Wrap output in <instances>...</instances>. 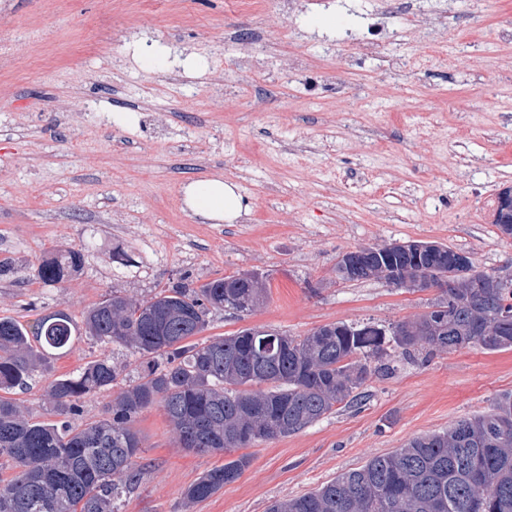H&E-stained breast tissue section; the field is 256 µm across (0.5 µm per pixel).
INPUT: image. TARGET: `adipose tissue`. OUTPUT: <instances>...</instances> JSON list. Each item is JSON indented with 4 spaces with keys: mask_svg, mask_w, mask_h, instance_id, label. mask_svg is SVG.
<instances>
[{
    "mask_svg": "<svg viewBox=\"0 0 512 512\" xmlns=\"http://www.w3.org/2000/svg\"><path fill=\"white\" fill-rule=\"evenodd\" d=\"M185 204L195 214L216 223H234L244 211L235 184L220 178H200L184 189Z\"/></svg>",
    "mask_w": 512,
    "mask_h": 512,
    "instance_id": "1",
    "label": "adipose tissue"
}]
</instances>
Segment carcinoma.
Here are the masks:
<instances>
[{
	"mask_svg": "<svg viewBox=\"0 0 512 512\" xmlns=\"http://www.w3.org/2000/svg\"><path fill=\"white\" fill-rule=\"evenodd\" d=\"M357 264L348 281L382 278L404 286L410 271L452 276L430 309L386 330L344 323L305 336L279 335L263 354L267 332L244 329L194 342L212 309L249 313L266 293L263 278L240 273L198 288L177 284L147 300L114 293L84 316L83 328L61 312L22 324L0 318V390L26 384L44 361L73 349L82 331L103 343L135 350L144 361L133 384L113 396L109 417L76 424L81 402L112 389L120 367L107 355L76 374L50 382L55 421L35 420L15 400L0 397V458L19 472L0 479V512H114L146 474L134 422L160 404L187 451L228 455L263 440L296 433L337 405L361 403L367 365L390 342L404 356L419 346L450 353L471 344L488 351L512 348V288L492 287L467 257L448 246L394 243L344 253ZM83 263L68 249L38 266L45 283L61 284ZM251 463L241 455L204 471L185 491L190 503L206 500L238 479ZM268 512H512V393L491 411L462 418L447 430L425 434L299 497L276 500Z\"/></svg>",
	"mask_w": 512,
	"mask_h": 512,
	"instance_id": "1",
	"label": "carcinoma"
}]
</instances>
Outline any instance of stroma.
<instances>
[{
  "label": "stroma",
  "mask_w": 512,
  "mask_h": 512,
  "mask_svg": "<svg viewBox=\"0 0 512 512\" xmlns=\"http://www.w3.org/2000/svg\"><path fill=\"white\" fill-rule=\"evenodd\" d=\"M202 177L237 185L236 223L185 206ZM507 187L512 0H0V318L78 320L115 291L256 272L264 304L210 313L200 340L389 328L439 290L340 280V256L435 242L512 276L494 222ZM66 248L81 270L44 283L38 264ZM104 354L136 379L139 355L82 336L12 397L43 417L49 383ZM386 358L388 375L367 359L361 405L247 448L243 474L195 504L185 490L223 455L178 448L163 408L143 410L149 469L117 512H267L512 392V349Z\"/></svg>",
  "instance_id": "35a3bbf8"
}]
</instances>
